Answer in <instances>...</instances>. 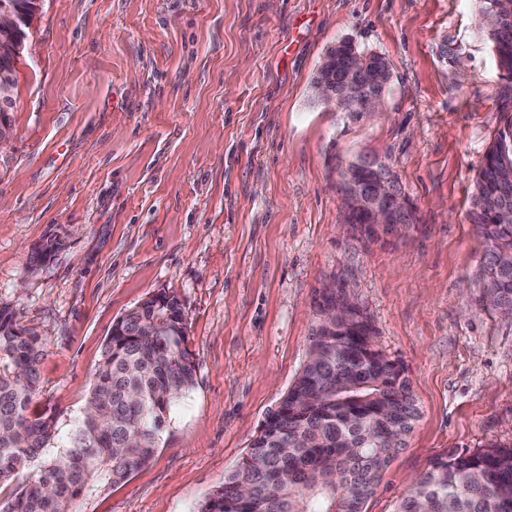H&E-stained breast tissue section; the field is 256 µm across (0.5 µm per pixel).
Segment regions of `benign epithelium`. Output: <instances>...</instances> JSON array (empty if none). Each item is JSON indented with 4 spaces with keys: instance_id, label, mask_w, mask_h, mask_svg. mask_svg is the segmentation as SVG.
Masks as SVG:
<instances>
[{
    "instance_id": "7a95c632",
    "label": "benign epithelium",
    "mask_w": 512,
    "mask_h": 512,
    "mask_svg": "<svg viewBox=\"0 0 512 512\" xmlns=\"http://www.w3.org/2000/svg\"><path fill=\"white\" fill-rule=\"evenodd\" d=\"M19 20L15 11L0 6V142L10 138L11 129L5 115L12 107L11 86L14 74L6 60L17 52V34ZM375 55L352 51L350 62L344 65L343 85L336 89L327 80L317 78L313 90L323 104L340 111L351 104L355 112L362 116L382 111L383 94L378 88H384L389 82L387 68H373ZM375 69L374 79L370 83L362 81L369 69ZM336 187L342 203L341 223H350V212L361 207L369 214L368 223L372 229L380 231L389 227L386 236L400 238L412 231V225L403 221V214L410 212L412 204L407 194L400 191L393 177L390 164L380 158L362 156L352 162L336 167ZM347 285L339 280L334 285L336 300L326 307V318L341 319L360 309L355 299L345 291Z\"/></svg>"
}]
</instances>
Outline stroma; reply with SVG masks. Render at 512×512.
<instances>
[{
    "label": "stroma",
    "mask_w": 512,
    "mask_h": 512,
    "mask_svg": "<svg viewBox=\"0 0 512 512\" xmlns=\"http://www.w3.org/2000/svg\"><path fill=\"white\" fill-rule=\"evenodd\" d=\"M477 0H40L0 143V307L47 341L38 406L78 418L113 322L179 298L195 384L155 456L77 512H196L246 456L344 278L421 418L366 512L435 458L512 445V318L488 311L467 215L505 113ZM349 39L391 79L371 117L317 102ZM390 162L410 236L340 221L336 166ZM59 248L38 270L30 257Z\"/></svg>",
    "instance_id": "35a3bbf8"
}]
</instances>
